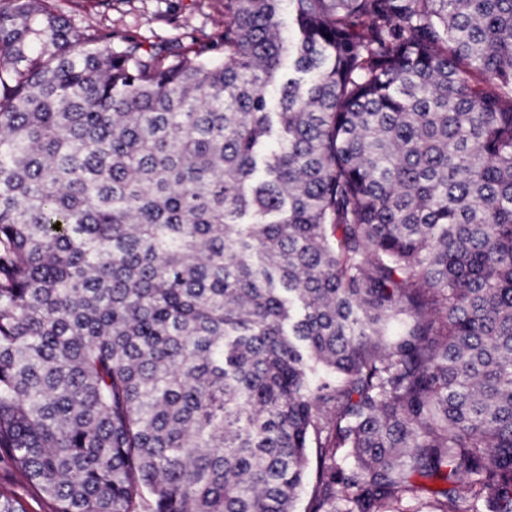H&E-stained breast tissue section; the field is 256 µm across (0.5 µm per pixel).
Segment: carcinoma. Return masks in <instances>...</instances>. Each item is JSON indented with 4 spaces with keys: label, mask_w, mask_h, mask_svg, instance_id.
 Listing matches in <instances>:
<instances>
[{
    "label": "carcinoma",
    "mask_w": 512,
    "mask_h": 512,
    "mask_svg": "<svg viewBox=\"0 0 512 512\" xmlns=\"http://www.w3.org/2000/svg\"><path fill=\"white\" fill-rule=\"evenodd\" d=\"M54 2L0 0V460L58 512H512V0L175 48Z\"/></svg>",
    "instance_id": "1"
}]
</instances>
